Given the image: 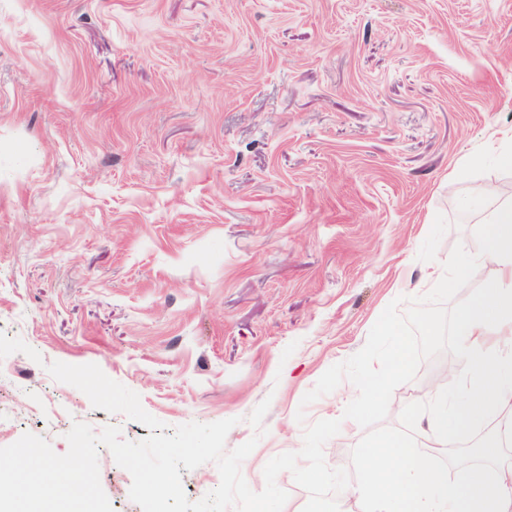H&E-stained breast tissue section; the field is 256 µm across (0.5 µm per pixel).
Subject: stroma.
<instances>
[{"mask_svg": "<svg viewBox=\"0 0 512 512\" xmlns=\"http://www.w3.org/2000/svg\"><path fill=\"white\" fill-rule=\"evenodd\" d=\"M507 128L512 0H0V333L42 357L0 359V447L149 436L46 369L92 363L167 429L235 419L261 491L353 388L303 405L322 374L482 252ZM501 136L487 143V151L498 163L512 169V129L502 131Z\"/></svg>", "mask_w": 512, "mask_h": 512, "instance_id": "stroma-1", "label": "stroma"}]
</instances>
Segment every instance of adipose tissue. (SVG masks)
<instances>
[{
    "label": "adipose tissue",
    "instance_id": "ef3b65f1",
    "mask_svg": "<svg viewBox=\"0 0 512 512\" xmlns=\"http://www.w3.org/2000/svg\"><path fill=\"white\" fill-rule=\"evenodd\" d=\"M483 195L489 211L482 264L489 275L482 294L456 315L454 377L461 389L453 396L444 385L433 390L414 444L390 436L368 448L359 512H512V463L502 460L512 445V202L499 201L490 187ZM488 418L492 434L454 460L459 478L433 464Z\"/></svg>",
    "mask_w": 512,
    "mask_h": 512
}]
</instances>
